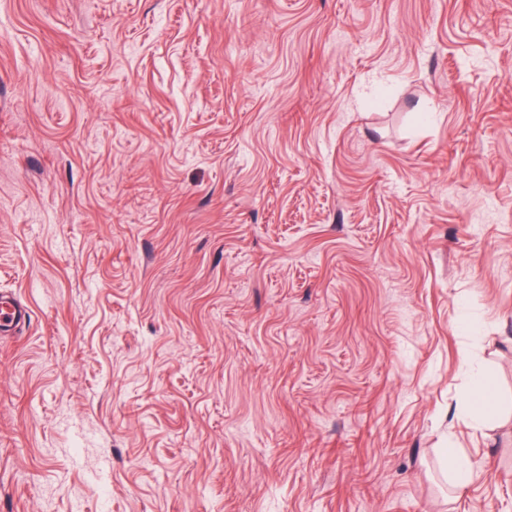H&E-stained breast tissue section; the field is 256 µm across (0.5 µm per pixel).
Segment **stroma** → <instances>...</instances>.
<instances>
[{"mask_svg": "<svg viewBox=\"0 0 512 512\" xmlns=\"http://www.w3.org/2000/svg\"><path fill=\"white\" fill-rule=\"evenodd\" d=\"M1 290L0 512H512V0H0ZM0 310L7 313L0 321L1 334L15 333L25 325L27 310L12 294H0ZM468 407L474 412H486L494 405L493 394L485 380L477 376L473 380L471 392L466 400ZM444 460L448 465V469L454 474V490L463 494L471 484L473 475L472 466L463 461L452 448H447L446 453H444Z\"/></svg>", "mask_w": 512, "mask_h": 512, "instance_id": "stroma-1", "label": "stroma"}]
</instances>
